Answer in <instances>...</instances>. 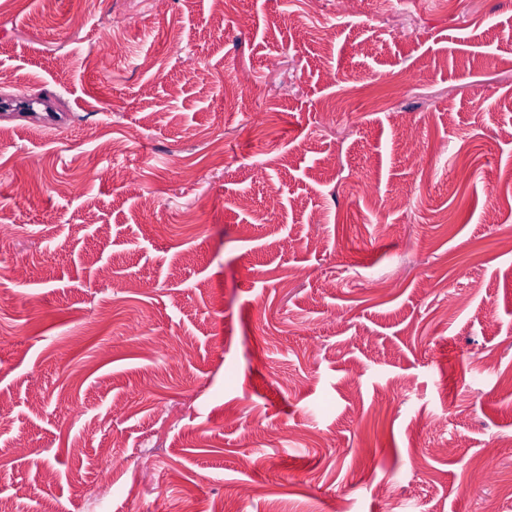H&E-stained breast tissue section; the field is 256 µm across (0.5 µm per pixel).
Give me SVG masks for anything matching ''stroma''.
Masks as SVG:
<instances>
[{"label": "stroma", "instance_id": "1", "mask_svg": "<svg viewBox=\"0 0 512 512\" xmlns=\"http://www.w3.org/2000/svg\"><path fill=\"white\" fill-rule=\"evenodd\" d=\"M0 75L12 512H512V0H0Z\"/></svg>", "mask_w": 512, "mask_h": 512}]
</instances>
